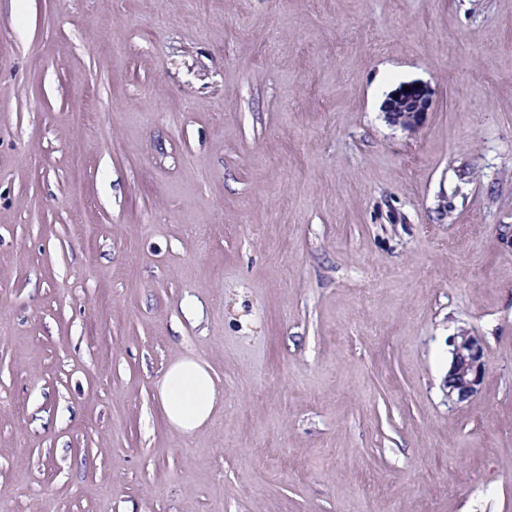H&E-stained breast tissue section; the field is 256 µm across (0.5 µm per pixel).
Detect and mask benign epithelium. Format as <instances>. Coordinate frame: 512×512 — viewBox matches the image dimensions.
I'll use <instances>...</instances> for the list:
<instances>
[{
    "label": "benign epithelium",
    "mask_w": 512,
    "mask_h": 512,
    "mask_svg": "<svg viewBox=\"0 0 512 512\" xmlns=\"http://www.w3.org/2000/svg\"><path fill=\"white\" fill-rule=\"evenodd\" d=\"M409 87L406 92L403 87ZM431 91L426 84L407 82L386 99L384 113L393 126L412 129L422 123L430 106ZM451 359L445 377L448 400L462 403L478 393L486 375L485 344L481 337L461 330L450 338Z\"/></svg>",
    "instance_id": "benign-epithelium-1"
}]
</instances>
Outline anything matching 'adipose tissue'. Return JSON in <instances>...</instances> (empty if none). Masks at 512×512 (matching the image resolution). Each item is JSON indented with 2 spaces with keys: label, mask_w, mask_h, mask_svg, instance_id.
Here are the masks:
<instances>
[{
  "label": "adipose tissue",
  "mask_w": 512,
  "mask_h": 512,
  "mask_svg": "<svg viewBox=\"0 0 512 512\" xmlns=\"http://www.w3.org/2000/svg\"><path fill=\"white\" fill-rule=\"evenodd\" d=\"M158 396L169 426L191 435L212 419L218 389L206 364L184 356L168 367L159 384Z\"/></svg>",
  "instance_id": "obj_1"
}]
</instances>
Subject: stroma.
I'll return each mask as SVG.
<instances>
[{"instance_id": "35a3bbf8", "label": "stroma", "mask_w": 512, "mask_h": 512, "mask_svg": "<svg viewBox=\"0 0 512 512\" xmlns=\"http://www.w3.org/2000/svg\"><path fill=\"white\" fill-rule=\"evenodd\" d=\"M185 354L219 395L191 435ZM1 489L512 512V0H0ZM420 84V87H417ZM410 88L405 92L403 87ZM431 91L428 85L419 82L400 84L386 99L384 113L393 126L412 129L422 123L430 106ZM451 359L445 377L448 400L462 403L478 393L486 375L485 344L480 336L460 330L450 338ZM158 396L169 426L191 435L212 419L218 389L206 364L193 356H183L168 367L159 384Z\"/></svg>"}]
</instances>
